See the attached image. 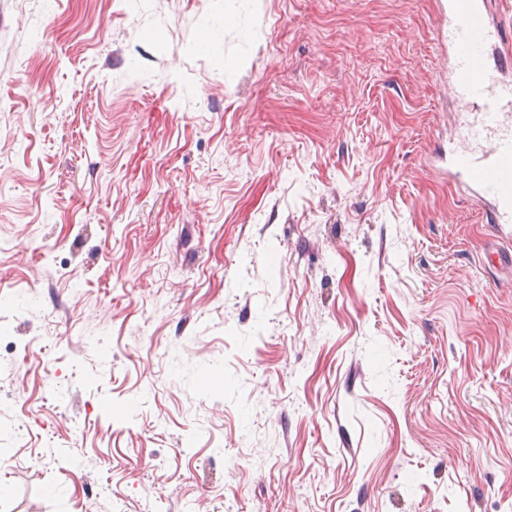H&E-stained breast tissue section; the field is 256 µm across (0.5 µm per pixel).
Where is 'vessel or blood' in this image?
Masks as SVG:
<instances>
[{
  "label": "vessel or blood",
  "mask_w": 512,
  "mask_h": 512,
  "mask_svg": "<svg viewBox=\"0 0 512 512\" xmlns=\"http://www.w3.org/2000/svg\"><path fill=\"white\" fill-rule=\"evenodd\" d=\"M444 10L453 59L448 90L465 110L451 175L492 200V223L512 224V82L488 62L506 30L492 22L485 0H446Z\"/></svg>",
  "instance_id": "b4317fda"
}]
</instances>
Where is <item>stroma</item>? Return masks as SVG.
<instances>
[{
	"label": "stroma",
	"mask_w": 512,
	"mask_h": 512,
	"mask_svg": "<svg viewBox=\"0 0 512 512\" xmlns=\"http://www.w3.org/2000/svg\"><path fill=\"white\" fill-rule=\"evenodd\" d=\"M458 113L440 0H0V512H512Z\"/></svg>",
	"instance_id": "stroma-1"
}]
</instances>
